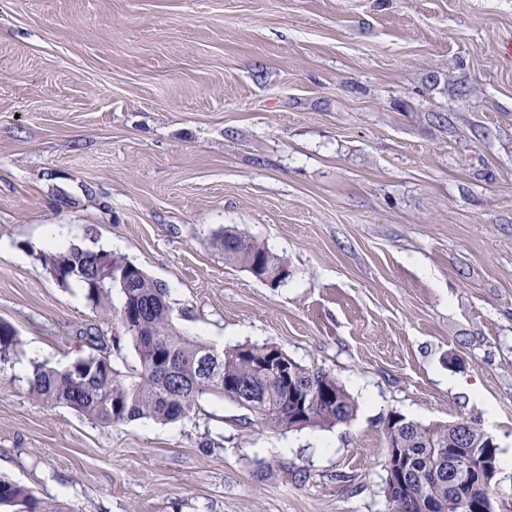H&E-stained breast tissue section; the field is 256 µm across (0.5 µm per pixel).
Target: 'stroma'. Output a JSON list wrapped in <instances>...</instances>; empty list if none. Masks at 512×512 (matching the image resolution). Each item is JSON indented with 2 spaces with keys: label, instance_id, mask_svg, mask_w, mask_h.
I'll return each instance as SVG.
<instances>
[{
  "label": "stroma",
  "instance_id": "stroma-1",
  "mask_svg": "<svg viewBox=\"0 0 512 512\" xmlns=\"http://www.w3.org/2000/svg\"><path fill=\"white\" fill-rule=\"evenodd\" d=\"M286 257L269 287L211 241ZM111 250L178 331L280 346L357 404L269 430L208 397L103 428L0 367V476L74 512H389L384 424L474 420L512 452V0H0V321L18 362L99 336L39 254ZM369 398H362V391Z\"/></svg>",
  "mask_w": 512,
  "mask_h": 512
}]
</instances>
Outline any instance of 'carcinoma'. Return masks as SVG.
Masks as SVG:
<instances>
[{
	"mask_svg": "<svg viewBox=\"0 0 512 512\" xmlns=\"http://www.w3.org/2000/svg\"><path fill=\"white\" fill-rule=\"evenodd\" d=\"M224 250V262L247 270L268 267L281 270L288 260L255 239L226 228L213 238ZM46 271L67 265L61 285L72 283L85 290L94 306L120 289L123 305L119 320L133 341L137 366L122 374L112 367L100 338L86 334L92 352L63 367L31 362L29 392L49 407H65L112 428L137 419L171 423L189 414L203 398L217 396L252 412L258 423L271 430L288 428V418L300 413L298 429H331L355 415L356 404L344 386L329 372L293 363L299 384L309 388L305 407L298 406L265 366L266 357L281 347L236 344L221 350L179 332L172 323L167 289L136 264L110 250L72 246L63 251L42 252ZM106 263L111 275L94 280V267ZM14 328L0 321V363L19 352ZM386 444L407 462L409 493L403 497L386 473L382 492L391 512H422L421 504H451L449 512H475L497 490L482 484L485 468L499 464L493 438L479 427L469 429L472 448L459 449V427L447 423L421 424L394 413L384 425ZM0 504L19 506L20 512H70L67 504L39 498L27 487L0 476Z\"/></svg>",
	"mask_w": 512,
	"mask_h": 512,
	"instance_id": "obj_1",
	"label": "carcinoma"
}]
</instances>
